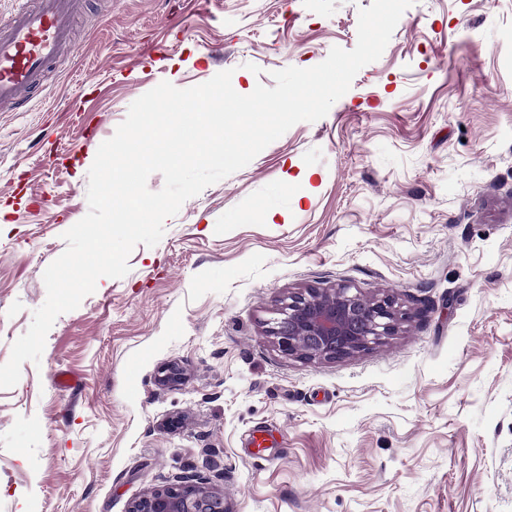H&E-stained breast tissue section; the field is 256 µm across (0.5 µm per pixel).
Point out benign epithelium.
Instances as JSON below:
<instances>
[{
  "label": "benign epithelium",
  "instance_id": "benign-epithelium-1",
  "mask_svg": "<svg viewBox=\"0 0 512 512\" xmlns=\"http://www.w3.org/2000/svg\"><path fill=\"white\" fill-rule=\"evenodd\" d=\"M405 314L390 296H366L348 288H308L289 296L271 336L288 356L336 360L394 335ZM128 512H230L224 495L196 473L130 501Z\"/></svg>",
  "mask_w": 512,
  "mask_h": 512
}]
</instances>
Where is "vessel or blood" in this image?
Returning a JSON list of instances; mask_svg holds the SVG:
<instances>
[{
  "mask_svg": "<svg viewBox=\"0 0 512 512\" xmlns=\"http://www.w3.org/2000/svg\"><path fill=\"white\" fill-rule=\"evenodd\" d=\"M78 0H16L0 26V112H14L63 52Z\"/></svg>",
  "mask_w": 512,
  "mask_h": 512,
  "instance_id": "obj_1",
  "label": "vessel or blood"
}]
</instances>
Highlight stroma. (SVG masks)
<instances>
[{
	"instance_id": "obj_1",
	"label": "stroma",
	"mask_w": 512,
	"mask_h": 512,
	"mask_svg": "<svg viewBox=\"0 0 512 512\" xmlns=\"http://www.w3.org/2000/svg\"><path fill=\"white\" fill-rule=\"evenodd\" d=\"M371 3L82 0L69 52L0 112V364L137 98L228 69L239 94L274 87L353 49ZM128 264L0 389V512H127L191 472L231 512H512V0H416L324 118ZM339 286L395 297L399 332L283 354L282 300Z\"/></svg>"
}]
</instances>
